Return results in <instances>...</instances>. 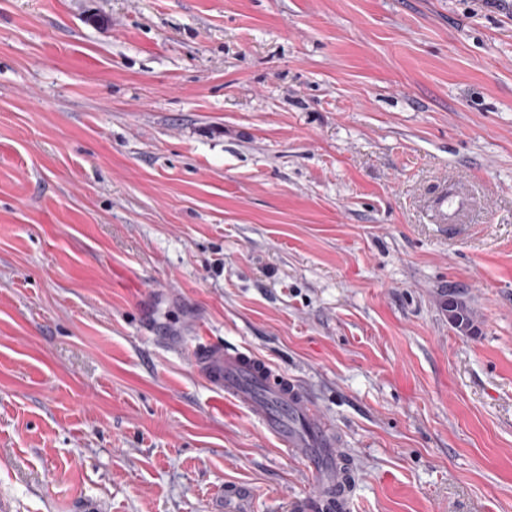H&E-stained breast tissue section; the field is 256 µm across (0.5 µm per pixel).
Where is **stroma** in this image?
<instances>
[{
	"mask_svg": "<svg viewBox=\"0 0 512 512\" xmlns=\"http://www.w3.org/2000/svg\"><path fill=\"white\" fill-rule=\"evenodd\" d=\"M204 336L306 385L353 512H512V0H0V512L312 490ZM443 311L448 316V323L461 333L474 332V321L467 303L455 296L443 301Z\"/></svg>",
	"mask_w": 512,
	"mask_h": 512,
	"instance_id": "35a3bbf8",
	"label": "stroma"
}]
</instances>
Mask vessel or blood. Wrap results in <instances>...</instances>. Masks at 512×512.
<instances>
[{
  "instance_id": "vessel-or-blood-1",
  "label": "vessel or blood",
  "mask_w": 512,
  "mask_h": 512,
  "mask_svg": "<svg viewBox=\"0 0 512 512\" xmlns=\"http://www.w3.org/2000/svg\"><path fill=\"white\" fill-rule=\"evenodd\" d=\"M193 366L212 390L241 411L258 416L267 432L303 460L314 478L312 493L295 497L289 512H316L341 481L338 437L310 391L249 350L209 341L196 345Z\"/></svg>"
}]
</instances>
